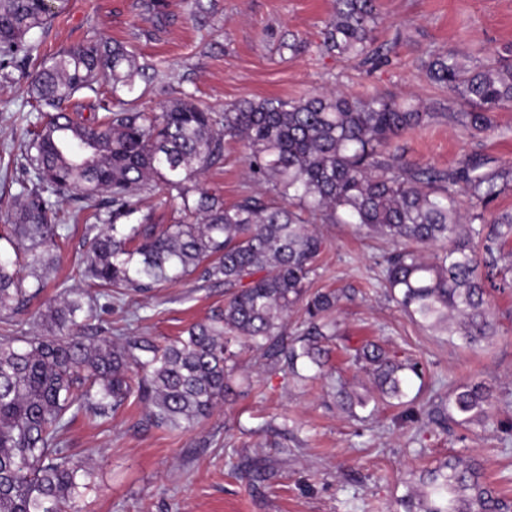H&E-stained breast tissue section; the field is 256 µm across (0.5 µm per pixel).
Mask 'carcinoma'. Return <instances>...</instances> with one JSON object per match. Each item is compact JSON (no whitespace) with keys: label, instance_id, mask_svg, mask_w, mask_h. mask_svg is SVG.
Returning a JSON list of instances; mask_svg holds the SVG:
<instances>
[{"label":"carcinoma","instance_id":"cac0c4a2","mask_svg":"<svg viewBox=\"0 0 512 512\" xmlns=\"http://www.w3.org/2000/svg\"><path fill=\"white\" fill-rule=\"evenodd\" d=\"M66 0H0V77L27 82L38 115L26 130L24 171L36 180L7 213V241L23 267L0 259V312L15 313L45 287L43 271L62 238L60 202L94 208L101 224L85 237L81 275L98 296H146L184 276L224 287V314L160 345L150 336L87 332L97 299L71 290L41 315L48 334L0 335V512H81L88 471L61 435L78 415L105 419L136 396L142 423L189 428L224 399L235 347L263 353L271 368L297 380L302 368L324 373L323 342L337 336L330 319L345 290L310 291L326 248L315 223L354 224L397 248L384 259L383 286L427 329L478 347L497 335L491 291L512 288V212L487 205L512 188V164L492 166L472 154L448 169L406 158L397 139L428 123L411 97L378 91L353 97L336 89L296 100L244 98L216 116L189 94L144 112L122 94L135 92L148 64L120 42H80L30 68L45 31ZM376 0H334L322 47L341 57L389 62L375 46ZM429 79L463 109L448 119L471 131L493 129L491 113L512 104V59L498 50L468 54L450 46L419 61ZM104 114L91 121L68 111L79 92L98 93ZM241 143L261 192L227 205L198 179L224 162V142ZM181 199L184 219L153 223L150 199ZM303 304L306 328L288 339V310ZM354 362L393 406L406 405L419 363L398 361L366 342ZM350 411L371 395L336 388ZM491 387L458 388L447 421L489 418ZM411 512H505L471 457L453 456L419 478Z\"/></svg>","mask_w":512,"mask_h":512}]
</instances>
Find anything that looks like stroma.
Segmentation results:
<instances>
[{"label": "stroma", "instance_id": "1", "mask_svg": "<svg viewBox=\"0 0 512 512\" xmlns=\"http://www.w3.org/2000/svg\"><path fill=\"white\" fill-rule=\"evenodd\" d=\"M192 3L67 0L41 35L39 53L45 58L99 38L122 42L151 67L150 81L136 87V105L147 112L187 94L215 112L245 97L299 99L321 88L407 94L433 114L428 126L399 138L407 159L439 169L474 152L495 163L512 160V107L494 112V130L470 133L448 121L447 92L418 68L421 57L451 45L465 52L512 45V0H379L376 39L390 48L391 61L373 69L321 50L333 0H203L206 12L197 21ZM288 33L304 41V52L279 50V35ZM34 116L26 84L0 80L5 209L22 200V136ZM201 183L228 204L254 192L240 143L225 142L223 164ZM92 221L87 210L68 222L42 295L20 313H0V329L11 323L19 335L39 334L46 299L88 289L78 265L84 227ZM319 230L329 246L316 287L352 291L337 314L341 335L330 345L335 377L349 391L372 390L371 378L345 354L367 341L396 359L419 362L425 376L414 418L404 420L402 409L379 401L368 421H358L324 380H295L246 350L223 403L193 430L142 425L143 406L133 399L108 419L80 416L68 425L63 439L89 471L80 500L85 512H406L421 472L451 454L479 460L486 482L512 502V291L492 294L499 332L489 345L469 350L374 292L379 263L393 243L352 224ZM223 309L222 288H201L190 278L163 283L149 297L129 296L101 320L113 335L144 334L164 343ZM479 381L494 394L485 423L446 431L428 417L455 389Z\"/></svg>", "mask_w": 512, "mask_h": 512}]
</instances>
